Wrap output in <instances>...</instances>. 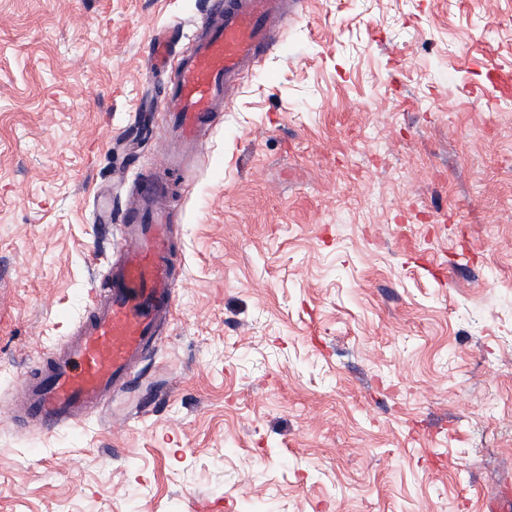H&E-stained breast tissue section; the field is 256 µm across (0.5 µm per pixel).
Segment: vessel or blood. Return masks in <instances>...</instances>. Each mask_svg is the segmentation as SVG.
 I'll return each instance as SVG.
<instances>
[{"label":"vessel or blood","mask_w":512,"mask_h":512,"mask_svg":"<svg viewBox=\"0 0 512 512\" xmlns=\"http://www.w3.org/2000/svg\"><path fill=\"white\" fill-rule=\"evenodd\" d=\"M292 0H208L202 32L189 53L171 64L173 32L159 31L149 50L151 74L174 69L173 80L156 93L172 118V130L197 143L214 113L222 111L238 76L257 56L272 48L288 17ZM139 206L113 220L103 203L94 223L119 222L118 258L102 288L87 302L71 336L44 354L25 375L16 398L5 404L10 422L43 432L77 427L103 405L108 396L131 380L132 371L156 342L172 316L176 281V245L170 209L156 203L153 177L137 180ZM487 512H512V483L499 484L487 502Z\"/></svg>","instance_id":"1"}]
</instances>
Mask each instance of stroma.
Wrapping results in <instances>:
<instances>
[{"instance_id":"obj_1","label":"stroma","mask_w":512,"mask_h":512,"mask_svg":"<svg viewBox=\"0 0 512 512\" xmlns=\"http://www.w3.org/2000/svg\"><path fill=\"white\" fill-rule=\"evenodd\" d=\"M207 0H0V401L159 181L170 326L75 428L0 417V512H484L512 479V0H302L166 164L148 45Z\"/></svg>"}]
</instances>
